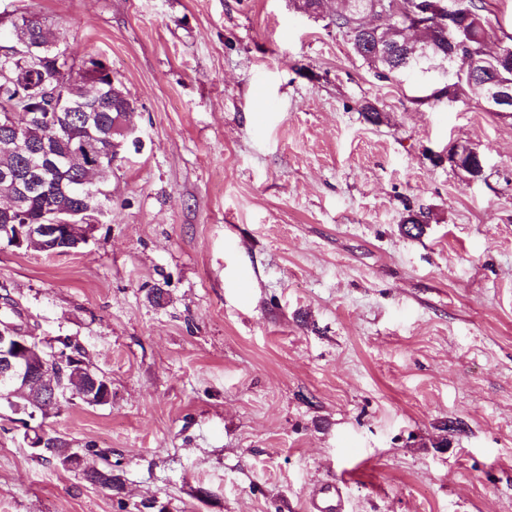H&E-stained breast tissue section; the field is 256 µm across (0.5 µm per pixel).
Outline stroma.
Returning <instances> with one entry per match:
<instances>
[{"mask_svg":"<svg viewBox=\"0 0 512 512\" xmlns=\"http://www.w3.org/2000/svg\"><path fill=\"white\" fill-rule=\"evenodd\" d=\"M4 9L106 57L140 141L88 244L0 245L23 327L112 382L44 430L121 481L35 460L6 412L0 512H310L334 483L345 512H512V117L422 101L436 72L377 77L335 0ZM459 143L481 176L442 160ZM104 462L100 466H93L91 472L86 470H77L81 472L83 478L91 484L98 486L104 490L112 491L114 481L112 461L107 456L101 455Z\"/></svg>","mask_w":512,"mask_h":512,"instance_id":"obj_1","label":"stroma"}]
</instances>
